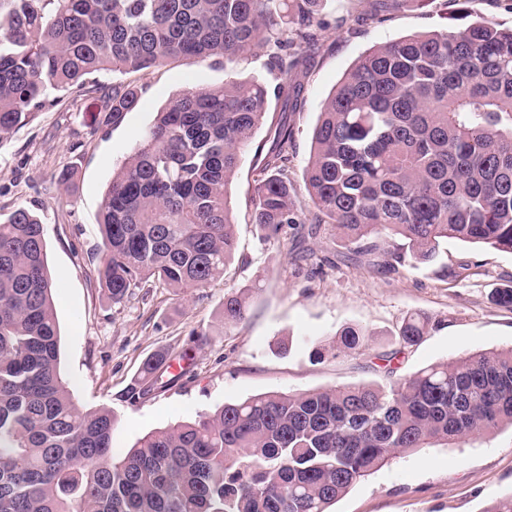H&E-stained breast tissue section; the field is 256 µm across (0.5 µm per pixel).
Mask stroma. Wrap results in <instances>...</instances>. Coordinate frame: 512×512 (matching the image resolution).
<instances>
[{
	"label": "stroma",
	"mask_w": 512,
	"mask_h": 512,
	"mask_svg": "<svg viewBox=\"0 0 512 512\" xmlns=\"http://www.w3.org/2000/svg\"><path fill=\"white\" fill-rule=\"evenodd\" d=\"M358 0H322L331 27L306 85V106L294 117L296 148L289 176L305 197L304 173L314 127L328 96L364 52L401 37L487 20L512 28V0H434L404 4L372 24L357 21ZM265 50L223 66L179 58L130 74L98 73L59 93L30 124L0 140V218L17 207L41 220L55 285L60 368L81 409L115 416L112 448L121 454L146 434L191 421L224 404L266 392L301 393L381 381L380 354L399 350L394 365L407 377L433 363L512 347V309L494 303L512 285V253L456 239L442 242L435 263L383 268L382 252L360 254L322 225L295 259L292 231L263 238L249 224L256 172L245 150L231 186L237 249L222 278L184 293L139 288L121 304L98 285L103 256L99 228L113 173L139 143L160 107L190 84L220 86L232 79L269 81ZM142 88L138 106L118 122L101 111L99 89L115 82ZM242 295L246 319L225 328L228 294ZM433 321L413 346L397 331L410 315ZM370 333L360 354H328L345 327ZM157 353L181 360L182 375H163L137 402L124 397L144 362ZM512 495V429L394 454L333 504V512H487Z\"/></svg>",
	"instance_id": "stroma-1"
}]
</instances>
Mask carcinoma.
Segmentation results:
<instances>
[{
    "label": "carcinoma",
    "mask_w": 512,
    "mask_h": 512,
    "mask_svg": "<svg viewBox=\"0 0 512 512\" xmlns=\"http://www.w3.org/2000/svg\"><path fill=\"white\" fill-rule=\"evenodd\" d=\"M400 0H366L375 20ZM320 0H0V139L32 122L53 91L99 72L136 73L179 57L238 64L268 49L258 79L191 86L164 105L103 198L99 286L121 303L151 280L204 288L236 250L231 185L255 146L249 223L332 224L384 267L429 264L455 238L512 253V30L487 21L380 45L328 98L305 170L288 177L291 115L329 26ZM280 103L268 119V95ZM118 119L140 88L101 94ZM247 315L224 299V327ZM416 314L398 336L416 344ZM369 333L336 347L359 354ZM166 366L143 363L135 402ZM512 427V348L427 365L386 384L261 393L112 450L108 409L82 411L60 372L43 225L19 207L0 221V512H329L396 452Z\"/></svg>",
    "instance_id": "carcinoma-1"
}]
</instances>
